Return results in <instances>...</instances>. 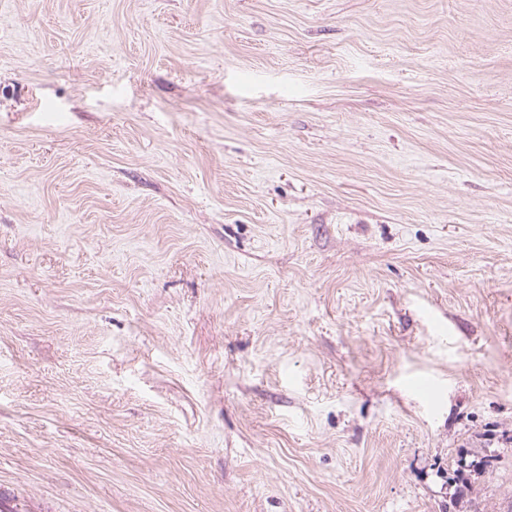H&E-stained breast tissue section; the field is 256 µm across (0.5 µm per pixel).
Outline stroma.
<instances>
[{
    "label": "stroma",
    "mask_w": 512,
    "mask_h": 512,
    "mask_svg": "<svg viewBox=\"0 0 512 512\" xmlns=\"http://www.w3.org/2000/svg\"><path fill=\"white\" fill-rule=\"evenodd\" d=\"M11 512H512V0H0Z\"/></svg>",
    "instance_id": "1"
}]
</instances>
